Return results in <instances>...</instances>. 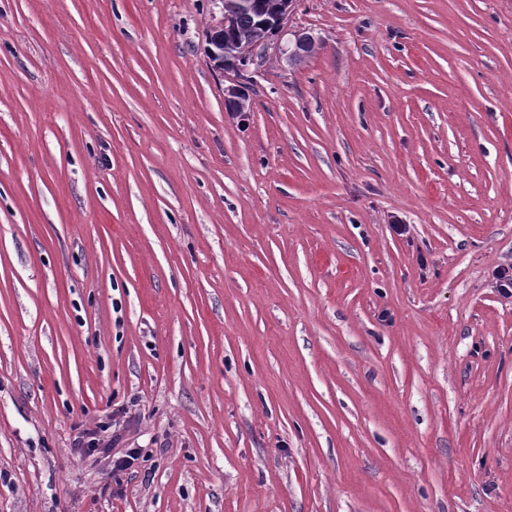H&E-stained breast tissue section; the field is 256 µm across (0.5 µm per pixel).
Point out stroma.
I'll use <instances>...</instances> for the list:
<instances>
[{
	"label": "stroma",
	"instance_id": "obj_1",
	"mask_svg": "<svg viewBox=\"0 0 512 512\" xmlns=\"http://www.w3.org/2000/svg\"><path fill=\"white\" fill-rule=\"evenodd\" d=\"M222 18L0 0V512H512V0ZM214 2L216 5L221 4L224 11V22L216 34V42L219 41L221 45L224 43V56L227 58L241 56L231 60L230 63L224 61V71L233 72L239 77L245 76L251 66L258 65L259 59L261 60L265 55L267 42L264 38L268 28L264 20L279 12L280 0L257 1L253 9L251 8L254 0H215ZM239 10L244 11L238 13L232 33L224 40V31L232 26L235 13ZM219 33L221 34L217 39ZM261 39L264 40L253 46ZM252 46L251 52L246 54ZM128 413L127 408L121 406L112 411V418L108 422L98 421L94 426L78 425L73 439L74 451L81 457L100 455L110 459L112 447L118 445L129 431L133 417H127Z\"/></svg>",
	"mask_w": 512,
	"mask_h": 512
}]
</instances>
